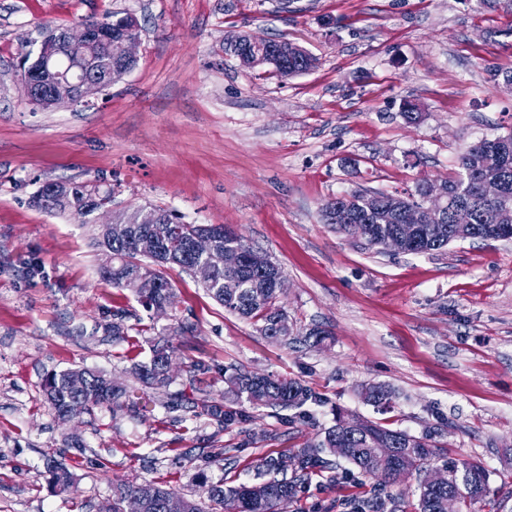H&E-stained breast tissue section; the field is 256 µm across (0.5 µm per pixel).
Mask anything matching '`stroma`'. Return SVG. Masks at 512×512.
<instances>
[{
	"mask_svg": "<svg viewBox=\"0 0 512 512\" xmlns=\"http://www.w3.org/2000/svg\"><path fill=\"white\" fill-rule=\"evenodd\" d=\"M112 12L142 29L134 68L87 105L27 100L18 63L40 32ZM239 31L295 42L316 65L290 78L245 69L224 51ZM494 70H512V8L497 0H0V512H97L119 480L197 498V474L254 480L265 461L320 440L340 411L434 431L449 457L488 469L479 512H512V239L393 255L319 213L344 193L415 192L447 178L469 146L511 133L512 92ZM408 101L416 120L402 114ZM95 179L112 184L116 210L222 224L267 253L287 277L280 303L295 331L326 339L271 341L175 266L164 274L176 308L145 311L103 277L91 225L33 202L44 181ZM116 317L120 342L103 330ZM157 343L175 350L173 380L139 414L98 407L64 423L45 403V375L67 368L138 394L131 368ZM235 368L298 380L317 400L253 408L224 381ZM366 383L393 401L366 404ZM200 399L243 422L192 411ZM49 455L71 467L75 489L54 487ZM351 470L340 459L308 471L284 512L372 497L417 512L419 474L342 482Z\"/></svg>",
	"mask_w": 512,
	"mask_h": 512,
	"instance_id": "35a3bbf8",
	"label": "stroma"
}]
</instances>
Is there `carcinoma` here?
Masks as SVG:
<instances>
[{
    "mask_svg": "<svg viewBox=\"0 0 512 512\" xmlns=\"http://www.w3.org/2000/svg\"><path fill=\"white\" fill-rule=\"evenodd\" d=\"M117 58V47L112 44L88 43L69 52L52 50L41 58L33 59L31 65L47 67L59 79H72L77 72L101 75L105 86H112L110 62ZM308 68L304 55H292L285 63L272 67L281 77H292ZM488 173L501 184L497 197H486L480 190L479 178ZM113 193L112 188L101 189L94 182H74L68 203L79 206L88 191ZM447 207L438 214L425 210L428 191L425 184L416 187L415 194L406 196L404 205L421 211L425 224L419 236L431 252H441L457 241L453 231L454 211L462 206L472 215L473 232L470 239L497 240V226L505 223V213L512 212V133L494 139H483L470 146L458 159L455 175L446 180ZM154 215L144 220L133 215V221L117 229L109 224L97 225L95 243L99 248L112 251L115 267L104 275L118 288L131 291L140 305L147 311L156 304H165L173 309L177 294L162 269L177 266L188 270L194 257L189 243L199 230L197 224H182L168 210L153 208ZM322 221L337 232L356 239L353 225L366 228L368 243L372 244L386 236L402 233L400 214L385 207L364 209L361 193L348 196L337 195L325 202L321 208ZM215 244L219 249L234 248L243 258L240 267L218 272L215 280L205 286L206 292L224 309L239 318L258 323L259 331L266 338L282 342L293 332L288 315L278 304L284 291L273 287V268L259 262L265 253L250 246L243 238L215 233ZM239 278L244 288L235 295L224 293V278ZM172 359L169 346H155L147 360L134 364L133 374L143 392L166 387L172 380L168 362ZM227 382L236 397L247 401L255 408L286 409L301 408L313 400L310 389L292 379L279 378L248 371L235 372ZM44 393L49 406L57 416H80L96 407L110 406L112 413L137 414L143 408L141 402L131 398L127 388L106 374L85 368L53 371L44 379ZM392 392L383 385H370L362 390L365 401L380 405L391 400ZM203 411L215 417L217 422L230 425L242 419V414L221 405L202 403ZM356 416L339 413L336 423L324 432L316 445L302 449L293 458L294 472L304 474L308 470L326 463L321 454H336V449L346 448L343 456L364 477L387 481L386 474L392 471L388 462L377 456L376 442L389 439V447L396 449L395 461L420 472L431 461L442 462L448 471V487L432 490L419 485V512H447L448 494L454 493L463 512H472V506L483 499L488 491V473L479 460H456L448 458L441 445L430 433L412 434L406 430L390 429L372 420L364 419L363 428L351 427ZM52 482L66 491L72 486L73 475L67 464L52 460L48 463ZM207 499L224 512H281L296 497L300 488L297 477L273 476L260 483H240L224 488L209 484L200 477ZM133 495L143 498V512H167L169 499L176 494L152 481L133 483L117 481L112 484V500L100 508V512H125L126 501Z\"/></svg>",
    "mask_w": 512,
    "mask_h": 512,
    "instance_id": "cac0c4a2",
    "label": "carcinoma"
}]
</instances>
